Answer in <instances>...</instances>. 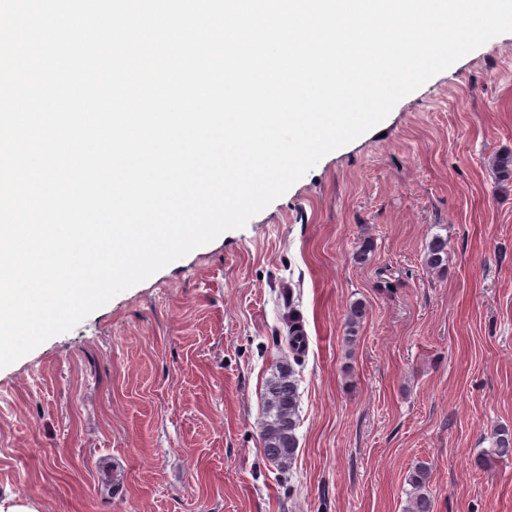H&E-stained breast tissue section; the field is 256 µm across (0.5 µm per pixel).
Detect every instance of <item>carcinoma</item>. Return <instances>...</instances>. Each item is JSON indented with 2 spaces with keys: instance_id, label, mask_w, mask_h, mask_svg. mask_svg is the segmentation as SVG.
<instances>
[{
  "instance_id": "1",
  "label": "carcinoma",
  "mask_w": 512,
  "mask_h": 512,
  "mask_svg": "<svg viewBox=\"0 0 512 512\" xmlns=\"http://www.w3.org/2000/svg\"><path fill=\"white\" fill-rule=\"evenodd\" d=\"M447 241L440 236L434 237L427 245L425 261L432 270H442L446 264ZM364 309L352 305L346 314L348 336L347 343L356 341L355 333L364 318ZM305 342V332L300 322L291 321L289 325L288 348L294 355L301 353L299 344ZM298 380L293 365L281 362L268 378L263 392V416L261 440L263 452L270 464L280 473H287L297 458L298 440L295 430L298 426ZM512 456V429L501 427L495 432L493 447L483 451L478 462L484 464L493 458L503 459ZM430 479V467L425 463L414 466L408 482L412 486L406 512H434L435 502L426 488Z\"/></svg>"
}]
</instances>
